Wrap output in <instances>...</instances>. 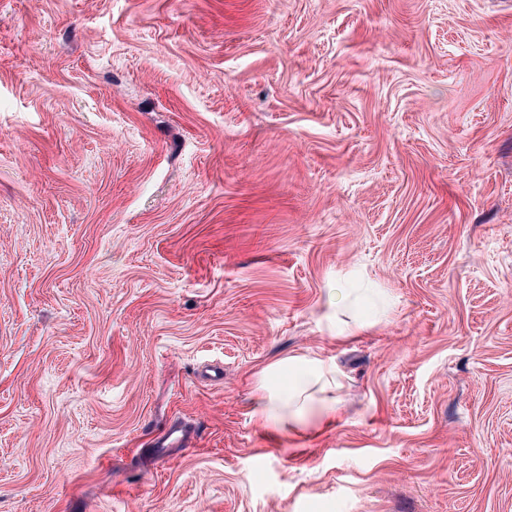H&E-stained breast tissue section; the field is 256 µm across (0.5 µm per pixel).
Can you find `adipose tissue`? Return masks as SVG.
Returning a JSON list of instances; mask_svg holds the SVG:
<instances>
[{"instance_id": "1", "label": "adipose tissue", "mask_w": 512, "mask_h": 512, "mask_svg": "<svg viewBox=\"0 0 512 512\" xmlns=\"http://www.w3.org/2000/svg\"><path fill=\"white\" fill-rule=\"evenodd\" d=\"M249 419L257 429L304 435L320 433L340 415L335 365L320 356L297 354L262 369Z\"/></svg>"}]
</instances>
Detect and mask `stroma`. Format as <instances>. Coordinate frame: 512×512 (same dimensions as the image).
Masks as SVG:
<instances>
[{
    "label": "stroma",
    "instance_id": "1",
    "mask_svg": "<svg viewBox=\"0 0 512 512\" xmlns=\"http://www.w3.org/2000/svg\"><path fill=\"white\" fill-rule=\"evenodd\" d=\"M0 512H512V0H0ZM249 419L257 429L303 436L320 433L340 415L341 387L335 365L320 356L297 354L262 369Z\"/></svg>",
    "mask_w": 512,
    "mask_h": 512
}]
</instances>
